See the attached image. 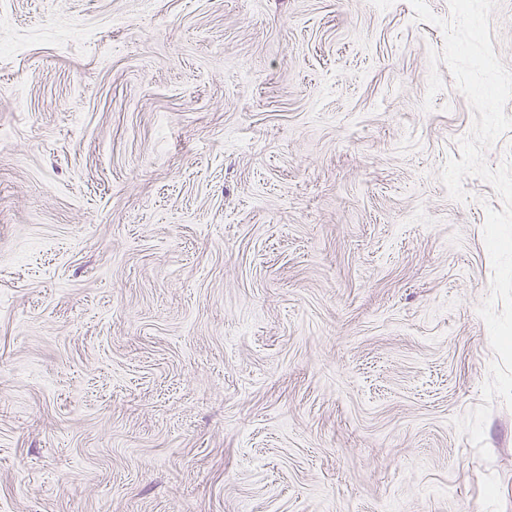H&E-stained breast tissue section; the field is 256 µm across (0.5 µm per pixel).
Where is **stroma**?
Here are the masks:
<instances>
[{"label":"stroma","mask_w":512,"mask_h":512,"mask_svg":"<svg viewBox=\"0 0 512 512\" xmlns=\"http://www.w3.org/2000/svg\"><path fill=\"white\" fill-rule=\"evenodd\" d=\"M444 42L409 0H0V512H512V410L487 462L453 425L503 201L440 180Z\"/></svg>","instance_id":"1"}]
</instances>
